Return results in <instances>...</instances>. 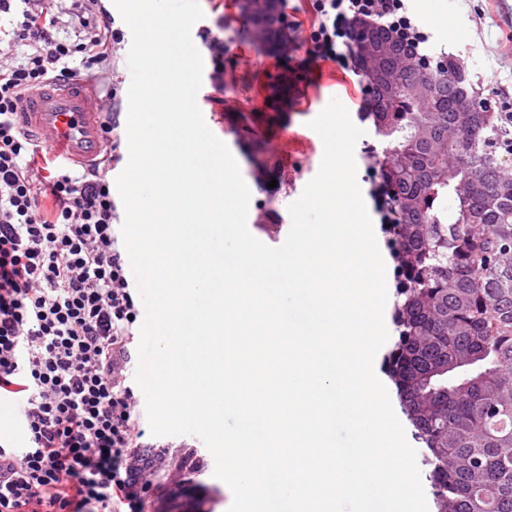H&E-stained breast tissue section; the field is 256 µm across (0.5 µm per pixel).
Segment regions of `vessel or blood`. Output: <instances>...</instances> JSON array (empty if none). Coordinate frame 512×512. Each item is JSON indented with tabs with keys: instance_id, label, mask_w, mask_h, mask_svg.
<instances>
[{
	"instance_id": "vessel-or-blood-1",
	"label": "vessel or blood",
	"mask_w": 512,
	"mask_h": 512,
	"mask_svg": "<svg viewBox=\"0 0 512 512\" xmlns=\"http://www.w3.org/2000/svg\"><path fill=\"white\" fill-rule=\"evenodd\" d=\"M19 126L55 160L94 165L105 156L108 140L85 89L50 84L25 96Z\"/></svg>"
}]
</instances>
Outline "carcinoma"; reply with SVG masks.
Wrapping results in <instances>:
<instances>
[{
    "label": "carcinoma",
    "instance_id": "1",
    "mask_svg": "<svg viewBox=\"0 0 512 512\" xmlns=\"http://www.w3.org/2000/svg\"><path fill=\"white\" fill-rule=\"evenodd\" d=\"M281 42L276 19L248 17ZM439 86L418 98L413 84ZM475 112H455L458 86ZM379 181L395 207V336L382 367L421 444L433 512H512V114L491 112L453 58L409 72L381 112Z\"/></svg>",
    "mask_w": 512,
    "mask_h": 512
}]
</instances>
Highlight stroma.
I'll return each mask as SVG.
<instances>
[{"label":"stroma","mask_w":512,"mask_h":512,"mask_svg":"<svg viewBox=\"0 0 512 512\" xmlns=\"http://www.w3.org/2000/svg\"><path fill=\"white\" fill-rule=\"evenodd\" d=\"M199 3L204 16L191 37L205 63L201 93L206 116L250 189V232L268 246H280L276 231L290 227L288 207L315 177L323 156V143L309 123L334 98L364 131L354 156L363 200L373 207L374 157L386 143L358 112V76L308 55L304 36L313 18L306 0H285L291 22L287 34L295 48L282 57L263 52L248 37L249 24L237 0ZM435 8L442 22L428 26L434 48L456 58L484 97H494L500 89L512 92V0H437ZM218 41L224 45L220 53L214 47ZM218 59L224 66L220 86L211 78ZM142 443L155 462L145 512L170 500L182 512H228L232 499L215 477L213 457L200 438L147 433Z\"/></svg>","instance_id":"35a3bbf8"}]
</instances>
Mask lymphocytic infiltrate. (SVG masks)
<instances>
[{"label": "lymphocytic infiltrate", "instance_id": "obj_1", "mask_svg": "<svg viewBox=\"0 0 512 512\" xmlns=\"http://www.w3.org/2000/svg\"><path fill=\"white\" fill-rule=\"evenodd\" d=\"M16 10L0 50V399L18 400L27 444L0 441V512H143L151 464L127 384L139 311L107 169L60 168L16 124L25 94L52 82L93 81L102 103L115 100L124 34L104 0H0V17ZM309 10L306 44L342 69L357 21L432 59L409 0H309Z\"/></svg>", "mask_w": 512, "mask_h": 512}]
</instances>
